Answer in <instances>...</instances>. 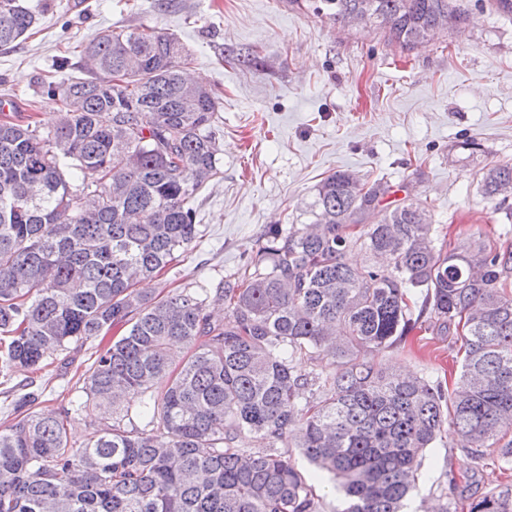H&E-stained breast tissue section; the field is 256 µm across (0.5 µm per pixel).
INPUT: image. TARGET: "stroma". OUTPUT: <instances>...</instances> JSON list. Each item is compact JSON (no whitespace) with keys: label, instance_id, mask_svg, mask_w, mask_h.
<instances>
[{"label":"stroma","instance_id":"stroma-1","mask_svg":"<svg viewBox=\"0 0 512 512\" xmlns=\"http://www.w3.org/2000/svg\"><path fill=\"white\" fill-rule=\"evenodd\" d=\"M48 9L12 48L0 51V121L45 120L57 104L38 95L42 79L85 74L83 47L106 29L176 37L187 72L223 97L216 126L219 171L197 192L202 238L143 290L212 287L243 263L253 239L272 224H307L319 182L347 170L390 185L377 212L401 202L430 210L445 249L466 235L512 245L505 223L480 192L483 172L512 165V16L484 0H463L465 29L409 50L384 44L372 28L341 29L293 0H46ZM67 66L55 70L58 57ZM482 149L470 153L465 140ZM97 340L40 371L13 369L0 380V427L10 401L38 389L58 409L93 362ZM455 336L424 312L377 363L428 375L453 388L460 370ZM460 437L427 449L409 512H468L491 490L512 489V465L491 452L474 460Z\"/></svg>","mask_w":512,"mask_h":512}]
</instances>
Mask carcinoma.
Returning <instances> with one entry per match:
<instances>
[{
    "instance_id": "1",
    "label": "carcinoma",
    "mask_w": 512,
    "mask_h": 512,
    "mask_svg": "<svg viewBox=\"0 0 512 512\" xmlns=\"http://www.w3.org/2000/svg\"><path fill=\"white\" fill-rule=\"evenodd\" d=\"M342 27L353 16L409 48L465 19L459 0H306ZM37 23L0 0V47ZM85 78L53 79L60 105L43 130L0 122V376L125 328L96 352L69 406L12 402L0 430V512H319L314 487L277 445L293 443L343 494L338 512H403L426 449L445 434L512 462V250L468 236L445 252L411 204L376 209L383 184L336 172L316 187L315 224L265 229L213 293L165 298L137 288L200 234L191 205L217 174L219 98L189 82L171 35L104 30L84 50ZM483 197L512 220V166H491ZM359 247L391 266L353 267ZM460 333V378L403 376L374 362L418 324L409 304ZM224 301V323L206 310ZM189 351L173 365L169 345ZM332 360L330 372L296 361ZM105 408L80 448L71 414ZM250 433L262 449L237 448ZM469 512H512L491 491Z\"/></svg>"
}]
</instances>
